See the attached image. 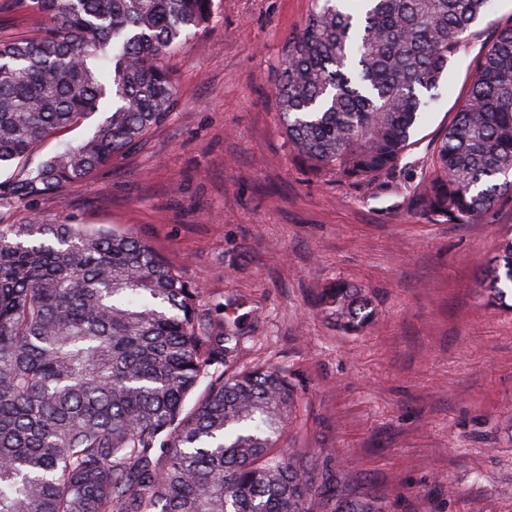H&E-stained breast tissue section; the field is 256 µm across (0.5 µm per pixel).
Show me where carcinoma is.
Here are the masks:
<instances>
[{
  "label": "carcinoma",
  "instance_id": "1",
  "mask_svg": "<svg viewBox=\"0 0 512 512\" xmlns=\"http://www.w3.org/2000/svg\"><path fill=\"white\" fill-rule=\"evenodd\" d=\"M284 43L275 96L291 149L315 172L363 179L408 153L492 0H312ZM37 24L0 35V206L78 185L142 143L176 89L161 64L210 20L212 0H10ZM104 119L33 161L57 132ZM512 199V26L500 29L436 143L418 210L471 224ZM509 309L512 233L481 272ZM318 307L347 333L377 319L338 279ZM207 306L133 232L30 214L0 224V512H388L341 467L314 480L280 449L301 402L273 365L241 368L255 314Z\"/></svg>",
  "mask_w": 512,
  "mask_h": 512
}]
</instances>
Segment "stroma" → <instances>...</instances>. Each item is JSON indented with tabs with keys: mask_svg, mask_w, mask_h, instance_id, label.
<instances>
[{
	"mask_svg": "<svg viewBox=\"0 0 512 512\" xmlns=\"http://www.w3.org/2000/svg\"><path fill=\"white\" fill-rule=\"evenodd\" d=\"M311 7L213 0L206 27L163 60L177 102L147 142L32 207H0V224L34 210L131 231L205 301H244L260 321L240 365H275L304 396L287 446L343 465L389 512H512V312L486 306L478 281L512 231V202L472 224L414 205L512 0H494L461 43L401 163L357 181L308 170L278 119L284 41ZM338 278L378 310L362 333L316 306Z\"/></svg>",
	"mask_w": 512,
	"mask_h": 512,
	"instance_id": "35a3bbf8",
	"label": "stroma"
}]
</instances>
